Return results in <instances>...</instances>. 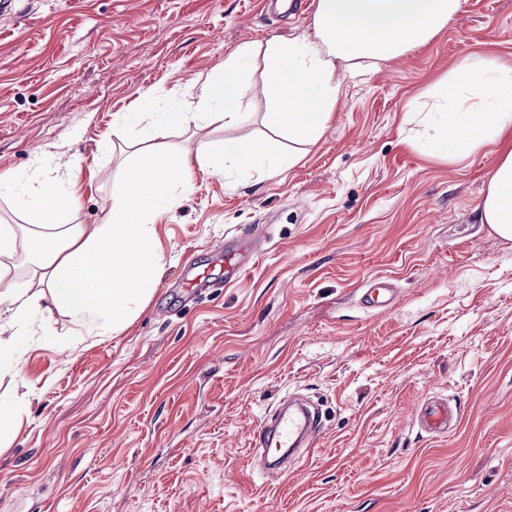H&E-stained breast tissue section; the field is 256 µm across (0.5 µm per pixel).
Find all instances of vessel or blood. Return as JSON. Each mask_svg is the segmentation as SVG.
Masks as SVG:
<instances>
[{
  "label": "vessel or blood",
  "instance_id": "vessel-or-blood-1",
  "mask_svg": "<svg viewBox=\"0 0 512 512\" xmlns=\"http://www.w3.org/2000/svg\"><path fill=\"white\" fill-rule=\"evenodd\" d=\"M258 254L256 238L243 232L225 241L223 247L215 251L214 257L223 263L224 279L230 282L252 267ZM183 273L186 294L212 285L207 271L200 269L194 258L186 259ZM395 298L396 291L392 284L377 278L363 288L361 303L369 310L386 309L393 305ZM460 416L461 411L456 405L442 398H432L420 406L416 421L426 433L445 434L454 427ZM321 428L318 408L304 403L284 402L254 430L250 448L259 451L264 470L276 469L284 473L288 470L289 452L315 447Z\"/></svg>",
  "mask_w": 512,
  "mask_h": 512
}]
</instances>
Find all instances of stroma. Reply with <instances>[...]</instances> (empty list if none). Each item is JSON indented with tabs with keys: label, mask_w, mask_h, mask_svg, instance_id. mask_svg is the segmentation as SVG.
I'll list each match as a JSON object with an SVG mask.
<instances>
[{
	"label": "stroma",
	"mask_w": 512,
	"mask_h": 512,
	"mask_svg": "<svg viewBox=\"0 0 512 512\" xmlns=\"http://www.w3.org/2000/svg\"><path fill=\"white\" fill-rule=\"evenodd\" d=\"M316 3L277 15L266 0H0V174L23 177L44 150L79 160L75 221L93 231L130 160L115 113L218 72L238 46L311 32ZM473 55L512 64V0H463L424 46L342 64L329 129L283 173L195 169L156 221L164 260L144 310L75 353L58 350L76 332L65 314L36 338L0 512H512V240L480 220L512 131L450 162L408 119ZM263 68L247 122L208 113L160 146L193 157L264 138ZM243 230L263 239L255 265L185 303V257L222 277L212 252ZM377 275L396 300L369 313L359 294ZM292 393L325 426L272 480L249 439ZM431 397L461 407L447 434L414 423Z\"/></svg>",
	"instance_id": "35a3bbf8"
}]
</instances>
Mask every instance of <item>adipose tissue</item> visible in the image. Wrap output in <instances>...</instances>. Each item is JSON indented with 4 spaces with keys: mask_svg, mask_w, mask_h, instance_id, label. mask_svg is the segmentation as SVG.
Instances as JSON below:
<instances>
[{
    "mask_svg": "<svg viewBox=\"0 0 512 512\" xmlns=\"http://www.w3.org/2000/svg\"><path fill=\"white\" fill-rule=\"evenodd\" d=\"M460 8L461 0H317L311 33L272 38L260 52L239 46L225 58L223 72L174 93L153 111L116 113L123 140L131 146L189 128L205 106L223 107L225 126H238L259 54L269 102L264 122L274 136L215 142L194 159L181 152H141L125 170L122 195L93 232L74 221L78 200L71 189L78 162L61 165L44 152L24 178L1 175L0 197L8 198L34 229L28 251L44 286L34 288L14 272L18 228L0 224V378L24 385L25 356L37 327L52 312L99 334L117 335L145 308L163 261L155 221L161 210L178 207L189 194L194 166L222 175L244 169L263 178L293 165L278 137L301 144L320 139L338 103L341 64L359 58L385 62L425 45ZM421 111L427 118L421 133L425 151L449 160L467 158L512 129V65L465 58L455 78L441 84ZM482 219L512 239V152L489 180Z\"/></svg>",
    "mask_w": 512,
    "mask_h": 512,
    "instance_id": "adipose-tissue-1",
    "label": "adipose tissue"
}]
</instances>
